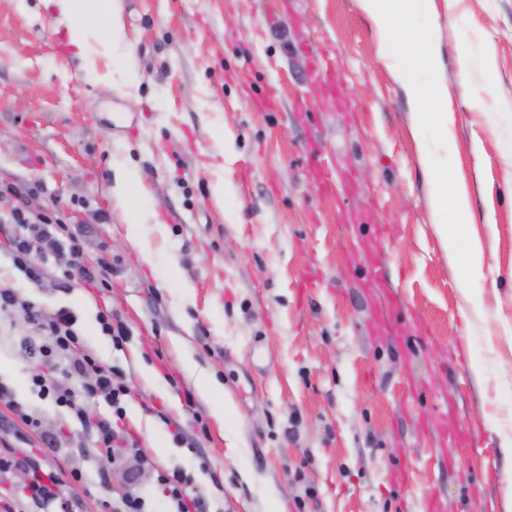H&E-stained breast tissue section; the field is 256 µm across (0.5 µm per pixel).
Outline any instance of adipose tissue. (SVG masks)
<instances>
[{"label": "adipose tissue", "mask_w": 512, "mask_h": 512, "mask_svg": "<svg viewBox=\"0 0 512 512\" xmlns=\"http://www.w3.org/2000/svg\"><path fill=\"white\" fill-rule=\"evenodd\" d=\"M67 23V44L78 56L89 50V38L96 31L119 38L121 18L115 0H54Z\"/></svg>", "instance_id": "adipose-tissue-1"}]
</instances>
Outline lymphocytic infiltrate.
Returning <instances> with one entry per match:
<instances>
[{
  "label": "lymphocytic infiltrate",
  "mask_w": 512,
  "mask_h": 512,
  "mask_svg": "<svg viewBox=\"0 0 512 512\" xmlns=\"http://www.w3.org/2000/svg\"><path fill=\"white\" fill-rule=\"evenodd\" d=\"M6 222L13 229L12 262L31 283H40L46 275L43 267L30 260L32 248L37 243L52 245L64 279L77 277L89 284L105 282L107 269L88 267L82 262V241L86 236L83 229H70L21 207L14 208ZM0 310L21 313L45 336L44 343L32 350L39 361L38 367L29 373L33 391L70 411L83 430L94 436L98 445L110 449L114 460L124 463L127 491L114 512H149L147 501L140 492L142 450L138 438L125 424L123 402L128 390L119 372L103 365L91 354L78 352L77 316L69 308H59L51 319H44L40 309L24 299L11 281L0 279ZM50 363L61 365L63 371L75 379V386L64 387L50 381L44 372ZM89 400L104 401L112 409L111 417L89 421L85 409ZM0 402L18 419L17 425L9 429L12 443L0 448V476L15 469L27 474L23 486L11 488L0 497V512H19V503L23 500L36 512H59L64 506L60 480L55 472L42 467L36 453L40 446L58 447L59 436L41 434L39 446H32L30 434L39 431V418L16 401L13 391L2 383ZM158 482L166 494L169 512H210L204 496L188 495L191 478L184 470L161 473Z\"/></svg>",
  "instance_id": "f902f5d3"
}]
</instances>
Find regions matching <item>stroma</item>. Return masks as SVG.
<instances>
[{"label":"stroma","mask_w":512,"mask_h":512,"mask_svg":"<svg viewBox=\"0 0 512 512\" xmlns=\"http://www.w3.org/2000/svg\"><path fill=\"white\" fill-rule=\"evenodd\" d=\"M116 2L121 41L81 59L52 0H0V216L24 202L90 225L83 262L110 270L104 287H61L42 243L32 284L5 232L0 277L44 317L74 311L83 347L122 370L151 512L174 468L217 512H512V0L430 3L449 158L484 254L469 286L435 222L414 95L361 0ZM304 46L328 51L336 89ZM269 94L278 111H259ZM311 141L338 194L310 178ZM119 165L141 174L135 242ZM106 312L130 330L122 347ZM42 341L0 311V382L60 435L41 458L77 512H112L126 483L111 453L29 388L24 346ZM161 410L191 434L205 422L201 454L175 447Z\"/></svg>","instance_id":"stroma-1"}]
</instances>
